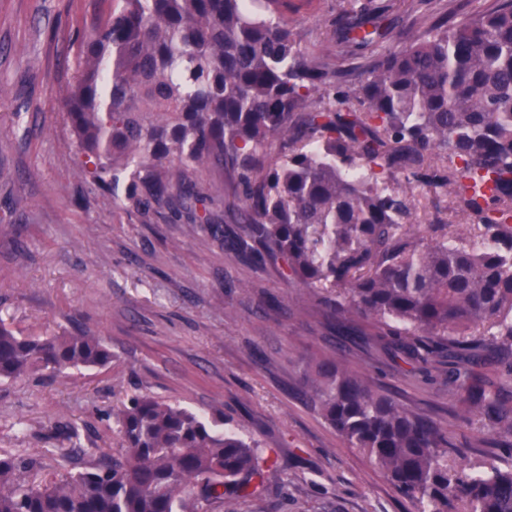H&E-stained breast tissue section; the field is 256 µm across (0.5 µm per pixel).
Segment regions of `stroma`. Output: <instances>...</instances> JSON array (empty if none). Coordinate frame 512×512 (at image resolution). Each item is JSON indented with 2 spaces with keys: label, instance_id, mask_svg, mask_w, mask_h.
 Listing matches in <instances>:
<instances>
[{
  "label": "stroma",
  "instance_id": "obj_1",
  "mask_svg": "<svg viewBox=\"0 0 512 512\" xmlns=\"http://www.w3.org/2000/svg\"><path fill=\"white\" fill-rule=\"evenodd\" d=\"M340 0H286L304 45L337 49ZM107 0H0V319L50 336L90 330L113 353L103 367L0 381V451L39 456L52 477L77 427L81 445L116 451L107 413L143 392L254 436L278 457L245 512H415L297 389L316 360L343 355L380 389L465 443L491 435L446 376L423 377L358 336L327 329L277 263L258 266L168 209L141 217L78 171L61 103L82 35Z\"/></svg>",
  "mask_w": 512,
  "mask_h": 512
}]
</instances>
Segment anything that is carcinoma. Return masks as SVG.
Segmentation results:
<instances>
[{
    "label": "carcinoma",
    "mask_w": 512,
    "mask_h": 512,
    "mask_svg": "<svg viewBox=\"0 0 512 512\" xmlns=\"http://www.w3.org/2000/svg\"><path fill=\"white\" fill-rule=\"evenodd\" d=\"M281 0H113L77 46L63 116L80 174L128 176L141 215L166 207L237 254L282 263L325 320L369 322L414 363L448 362V390L503 439L455 459L448 431L376 390L342 357L299 391L417 512H512V408L477 381L489 358L512 376V0L448 22L412 5L405 43L384 51L376 0H342L336 54L302 45ZM224 177L207 190L205 169ZM473 218L453 236L415 223L414 191ZM95 333L23 335L0 322V380L102 367ZM118 453L37 482L32 454L0 453V512H239L277 456L178 404L134 393L106 413Z\"/></svg>",
    "instance_id": "carcinoma-1"
}]
</instances>
